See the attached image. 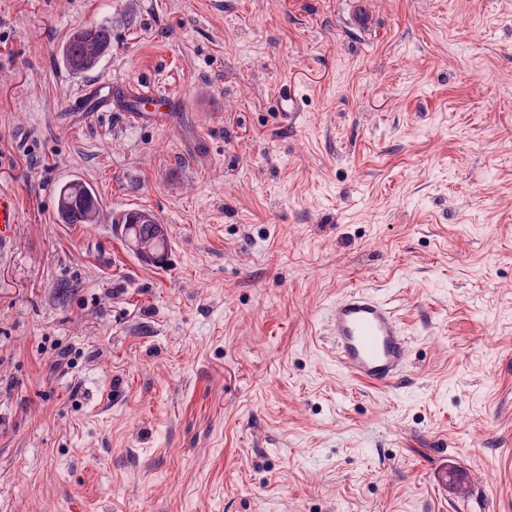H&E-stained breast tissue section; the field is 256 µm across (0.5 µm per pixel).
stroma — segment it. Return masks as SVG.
I'll list each match as a JSON object with an SVG mask.
<instances>
[{
    "instance_id": "obj_1",
    "label": "stroma",
    "mask_w": 512,
    "mask_h": 512,
    "mask_svg": "<svg viewBox=\"0 0 512 512\" xmlns=\"http://www.w3.org/2000/svg\"><path fill=\"white\" fill-rule=\"evenodd\" d=\"M73 178L100 223H57ZM0 193V512H512V0H0ZM353 287L408 334L392 388L336 365ZM112 49V29L100 25L81 28L69 35L58 53L65 69L74 75L92 71ZM17 204L13 196L0 194V245L6 242L7 228L17 223ZM111 224H123L122 230L134 237L145 238L150 241L151 250L154 254L150 261L153 264L161 265L168 255L171 239L169 233L159 235L155 224H161L157 216L142 209H127L112 213ZM128 237V246L135 252L149 253L148 245L141 239Z\"/></svg>"
}]
</instances>
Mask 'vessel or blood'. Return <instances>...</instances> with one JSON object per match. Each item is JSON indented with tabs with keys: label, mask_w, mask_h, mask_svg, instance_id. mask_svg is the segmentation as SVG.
<instances>
[{
	"label": "vessel or blood",
	"mask_w": 512,
	"mask_h": 512,
	"mask_svg": "<svg viewBox=\"0 0 512 512\" xmlns=\"http://www.w3.org/2000/svg\"><path fill=\"white\" fill-rule=\"evenodd\" d=\"M13 196L0 194V244L17 221ZM336 342V363L344 374L375 388L391 387L402 376L409 338L389 303L362 288L343 292L327 315Z\"/></svg>",
	"instance_id": "vessel-or-blood-1"
}]
</instances>
